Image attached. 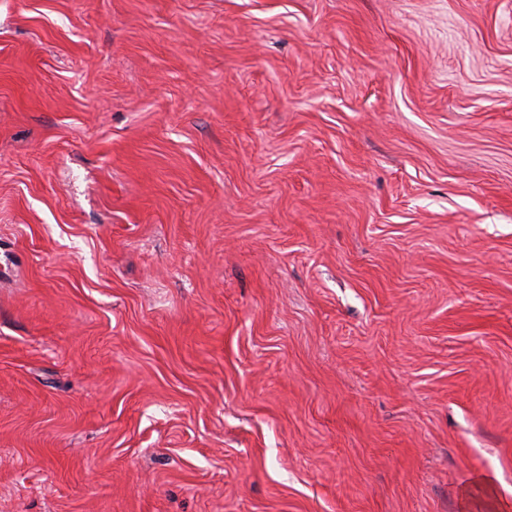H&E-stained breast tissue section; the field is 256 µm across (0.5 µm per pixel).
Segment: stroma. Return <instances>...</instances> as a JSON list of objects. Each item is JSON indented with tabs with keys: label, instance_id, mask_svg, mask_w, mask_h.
I'll use <instances>...</instances> for the list:
<instances>
[{
	"label": "stroma",
	"instance_id": "35a3bbf8",
	"mask_svg": "<svg viewBox=\"0 0 512 512\" xmlns=\"http://www.w3.org/2000/svg\"><path fill=\"white\" fill-rule=\"evenodd\" d=\"M512 512V0H0V512Z\"/></svg>",
	"mask_w": 512,
	"mask_h": 512
}]
</instances>
